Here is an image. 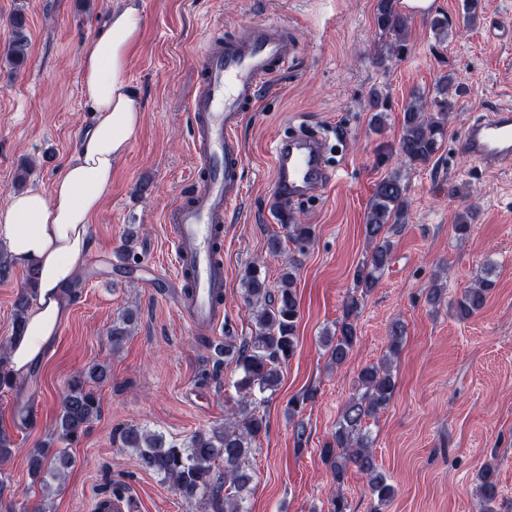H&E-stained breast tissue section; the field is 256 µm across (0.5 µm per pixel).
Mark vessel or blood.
Returning a JSON list of instances; mask_svg holds the SVG:
<instances>
[{
    "label": "vessel or blood",
    "instance_id": "b4317fda",
    "mask_svg": "<svg viewBox=\"0 0 512 512\" xmlns=\"http://www.w3.org/2000/svg\"><path fill=\"white\" fill-rule=\"evenodd\" d=\"M297 45L285 24L258 23L227 41L207 32L196 53L198 91L190 102L195 135L192 188L166 216L176 273L170 286L192 330L224 320V216L242 196L243 153L237 129L258 105L268 79L285 71ZM461 153L493 171L512 169V106L471 117L459 140ZM280 198L303 199L331 178L324 144L315 130L277 140L272 150ZM134 498L115 494L95 501V512H137Z\"/></svg>",
    "mask_w": 512,
    "mask_h": 512
}]
</instances>
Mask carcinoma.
<instances>
[{
    "instance_id": "carcinoma-1",
    "label": "carcinoma",
    "mask_w": 512,
    "mask_h": 512,
    "mask_svg": "<svg viewBox=\"0 0 512 512\" xmlns=\"http://www.w3.org/2000/svg\"><path fill=\"white\" fill-rule=\"evenodd\" d=\"M409 19L401 10L399 0H378L376 25L384 38L379 59L399 56L407 49ZM11 38L4 61L14 68L24 65L28 57L29 35L26 16L16 11L11 19ZM454 101L445 98L427 103L415 93L403 116V133L397 152L409 164H425L439 148L445 136L446 117ZM407 212L406 187L399 172H394L376 184L374 200L366 217L365 233L372 244L369 254L357 266L355 288L365 294L376 287L390 263L392 242L383 234L389 224L404 223ZM288 239L299 248L312 237L308 224H284ZM297 259L288 260L282 269L279 285L269 288L259 267L244 270L242 285L244 302L254 323L250 336H234L225 330L224 363L234 365L236 376L231 380L237 399L224 426L209 432H198L180 443L168 440L160 433L143 428H124L120 432L121 447L132 449L140 466L171 483L188 499L201 498L205 512H248L247 497L251 492L254 471L250 456L256 451L255 442L268 429L264 405L281 383L280 366L295 354L296 325L299 303L296 294ZM495 282L481 277L454 304V314L467 320L485 306ZM36 288L35 272L28 271L24 292L19 297L13 321L14 335L25 328V314ZM359 300L348 297L343 319L335 329L325 332L321 344L330 361L341 366L353 352L358 336ZM134 313L127 311L112 322L109 339L116 351L130 335ZM108 378L106 366L97 364L81 370L67 381V389L56 419V431L62 441L77 443L84 437L94 418L98 417L101 400L98 386ZM396 381L387 362L365 366L358 375V385L349 397L330 440L320 448L323 463L330 469L336 484H341L349 467L354 466L364 476L371 496L376 500L374 512H381L396 494L393 484L380 469L372 450L370 431L364 426L391 402ZM71 465L62 449L35 448L29 456V468L42 488L50 493L53 484L61 482ZM476 493L482 512H500L501 489L496 466L483 464L476 474Z\"/></svg>"
}]
</instances>
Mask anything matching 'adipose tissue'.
I'll list each match as a JSON object with an SVG mask.
<instances>
[{
    "mask_svg": "<svg viewBox=\"0 0 512 512\" xmlns=\"http://www.w3.org/2000/svg\"><path fill=\"white\" fill-rule=\"evenodd\" d=\"M142 25L136 5L110 12L84 50L81 92L93 112L90 129L50 194L17 193L0 208V243L15 264L38 272L26 327L9 345L7 368L16 379L42 361L68 316L67 290L88 263L90 224L112 184V165L140 128V103L125 72Z\"/></svg>",
    "mask_w": 512,
    "mask_h": 512,
    "instance_id": "1",
    "label": "adipose tissue"
}]
</instances>
